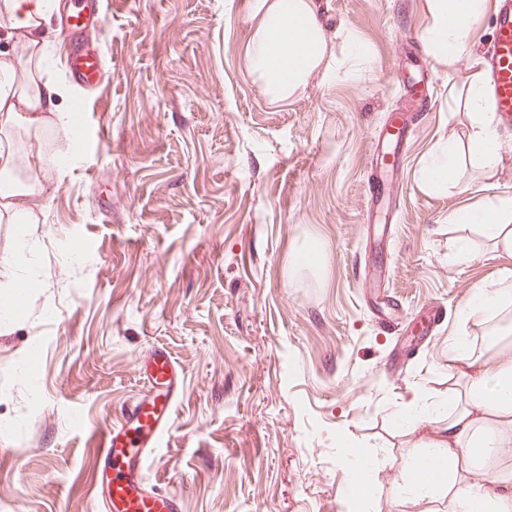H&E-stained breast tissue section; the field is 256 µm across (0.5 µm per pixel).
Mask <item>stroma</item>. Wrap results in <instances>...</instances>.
Segmentation results:
<instances>
[{"label":"stroma","mask_w":512,"mask_h":512,"mask_svg":"<svg viewBox=\"0 0 512 512\" xmlns=\"http://www.w3.org/2000/svg\"><path fill=\"white\" fill-rule=\"evenodd\" d=\"M325 59L303 90L268 94L247 62L253 0H106L95 91L69 81L59 48L42 63L60 111L82 106L98 136L91 161L57 169L73 149L54 123L26 133L42 187L15 224L0 223V297L33 280L16 322L0 323V512H101L100 446L141 390L137 361L165 345L184 393L146 470L183 512H443L440 495L396 496L404 463L423 454L448 401V344L486 336L460 310L476 285L512 271V254L465 264L466 234L448 215L512 191L503 165L429 192L419 170L467 134L458 102L480 75L493 16L471 49L432 59L433 104L397 176L400 221H365L370 161L433 25L427 0H314ZM414 31L415 45L404 40ZM315 270L290 273L307 243ZM407 320L442 324L415 342L377 326L376 297ZM427 427L407 423L415 410ZM368 461L363 486L348 448Z\"/></svg>","instance_id":"1"}]
</instances>
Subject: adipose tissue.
<instances>
[{"mask_svg":"<svg viewBox=\"0 0 512 512\" xmlns=\"http://www.w3.org/2000/svg\"><path fill=\"white\" fill-rule=\"evenodd\" d=\"M487 0H429L434 24L426 43L434 55L450 58L470 45L471 25ZM50 0H0V32L14 38L24 57L0 52V172L12 173L17 163L35 168L40 153L18 152L13 134L19 128H39L51 102L42 90L40 61L49 43L45 28ZM259 23L249 50V65L266 80L274 96L285 98L302 88L325 51L324 23L313 0H256ZM471 123L468 143L441 146L420 176L433 190L458 183L464 167L485 171L501 167L499 135L491 104L481 84L465 97ZM452 224L479 225L489 251L512 253V193L505 191L475 208H460L448 216ZM462 321L492 324L496 342L475 351L465 337L448 346V369L457 380L448 393L447 420L437 427L426 454L408 460L406 477L414 491L428 494L446 487L448 512H512V468L494 472L486 484L475 474L496 463L512 447V273L494 287L474 288L460 313Z\"/></svg>","mask_w":512,"mask_h":512,"instance_id":"ef3b65f1","label":"adipose tissue"}]
</instances>
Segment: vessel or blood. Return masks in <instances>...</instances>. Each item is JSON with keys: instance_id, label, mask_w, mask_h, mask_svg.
<instances>
[{"instance_id": "obj_1", "label": "vessel or blood", "mask_w": 512, "mask_h": 512, "mask_svg": "<svg viewBox=\"0 0 512 512\" xmlns=\"http://www.w3.org/2000/svg\"><path fill=\"white\" fill-rule=\"evenodd\" d=\"M105 16L99 0H73L62 26L65 68L79 87L93 89L100 81L104 59L89 49L93 36L102 33ZM494 111L501 126L512 128V0H498L492 39L482 57ZM408 131L386 132L384 148L371 162L376 177L397 168ZM143 382L120 422L97 428L100 442L97 491L102 512H181L177 493L157 490L144 474L152 455L163 448L172 427L174 407L183 391V375L161 345L153 346L135 367Z\"/></svg>"}]
</instances>
